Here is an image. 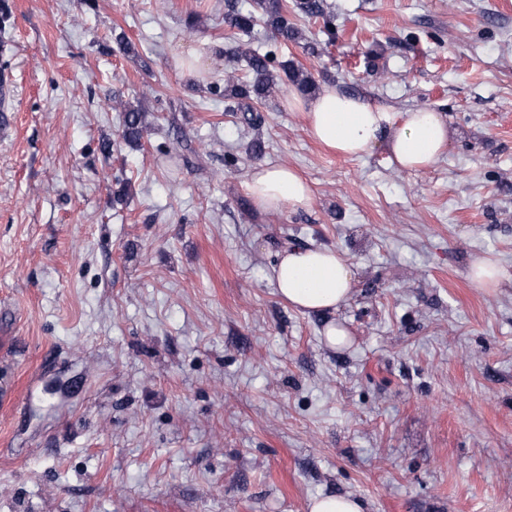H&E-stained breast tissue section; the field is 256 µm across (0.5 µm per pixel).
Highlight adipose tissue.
<instances>
[{"instance_id":"1","label":"adipose tissue","mask_w":512,"mask_h":512,"mask_svg":"<svg viewBox=\"0 0 512 512\" xmlns=\"http://www.w3.org/2000/svg\"><path fill=\"white\" fill-rule=\"evenodd\" d=\"M288 106L304 112L312 138L337 155L359 158L382 144L390 161L405 170L435 164L452 137L444 115L436 110L396 113L334 87L308 99L291 96ZM247 187L265 211L300 210L312 201L310 184L284 165L255 167ZM273 274L279 295L306 313L336 311L353 293L352 268L332 247L284 248Z\"/></svg>"}]
</instances>
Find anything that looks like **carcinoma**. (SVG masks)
Instances as JSON below:
<instances>
[{
	"instance_id": "obj_1",
	"label": "carcinoma",
	"mask_w": 512,
	"mask_h": 512,
	"mask_svg": "<svg viewBox=\"0 0 512 512\" xmlns=\"http://www.w3.org/2000/svg\"><path fill=\"white\" fill-rule=\"evenodd\" d=\"M257 8L261 14L253 10L233 8L224 14V25L233 31L242 34L251 33L258 22L262 21L280 37L288 40L295 38V27L286 13V5L282 0H256ZM296 11L306 17L323 20V34L328 40L335 36L334 16L326 11L325 0H295ZM244 58L251 79L239 81L224 89L225 111L242 112L243 119L248 124H255L261 120L260 115L254 113L250 102L266 100L272 85L275 84L271 67L276 61L275 53L246 51ZM287 81L299 88H311L314 82L309 74L284 62L281 64ZM146 113L137 108H127L123 113V125L119 137L128 145L139 146L146 130Z\"/></svg>"
}]
</instances>
